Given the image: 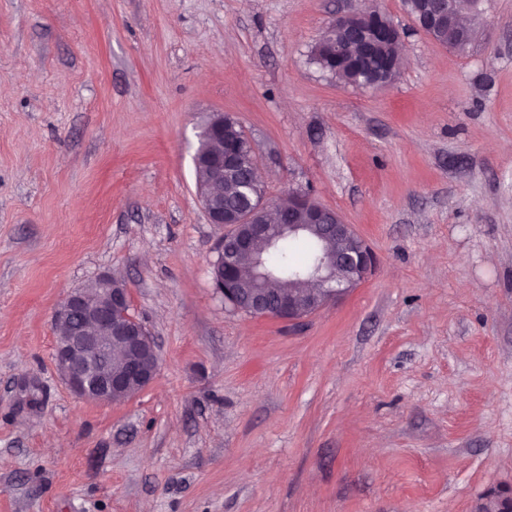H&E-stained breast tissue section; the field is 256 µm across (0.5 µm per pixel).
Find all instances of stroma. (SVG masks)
Wrapping results in <instances>:
<instances>
[{
    "instance_id": "35a3bbf8",
    "label": "stroma",
    "mask_w": 512,
    "mask_h": 512,
    "mask_svg": "<svg viewBox=\"0 0 512 512\" xmlns=\"http://www.w3.org/2000/svg\"><path fill=\"white\" fill-rule=\"evenodd\" d=\"M388 87L311 49L365 0H0V512H474L512 489V0ZM233 115L374 274L299 324L230 311L193 156ZM122 280L154 382L74 396L54 311Z\"/></svg>"
}]
</instances>
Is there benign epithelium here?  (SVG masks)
Here are the masks:
<instances>
[{
    "instance_id": "obj_1",
    "label": "benign epithelium",
    "mask_w": 512,
    "mask_h": 512,
    "mask_svg": "<svg viewBox=\"0 0 512 512\" xmlns=\"http://www.w3.org/2000/svg\"><path fill=\"white\" fill-rule=\"evenodd\" d=\"M461 0H430L426 11L413 16L416 26L431 40L456 49L469 33V25L460 17ZM341 30L348 34L345 61L362 66L375 56L380 42L399 45L405 33L396 24L385 25L363 11L337 16L323 36ZM234 152L224 148L212 154L208 182L197 183L204 212L211 224H226L228 231L219 249L226 253L255 252L254 242L269 240L271 232L285 236L306 227L316 232L335 249L321 259L314 275L313 294L294 295L284 292L271 296L269 289H243L241 300L231 310L251 317H265L281 321H295L346 297L363 284L375 267V256L367 241L346 223L341 215L319 204L310 194L294 190L288 195V207L266 206L262 203L248 212L226 214L224 202L212 192V186L224 182L237 168ZM301 211L306 224H291L287 219ZM130 304L125 288L112 287V277L96 281V290L80 288L69 292L59 305L53 328L62 334L55 341L54 364L68 389L75 395L99 402L116 401L121 391L139 393L147 388L157 375L160 360H147L139 355L142 345L154 344L147 328L141 323L123 324L113 319V311ZM480 506L491 512H512V490L502 492L489 488Z\"/></svg>"
}]
</instances>
